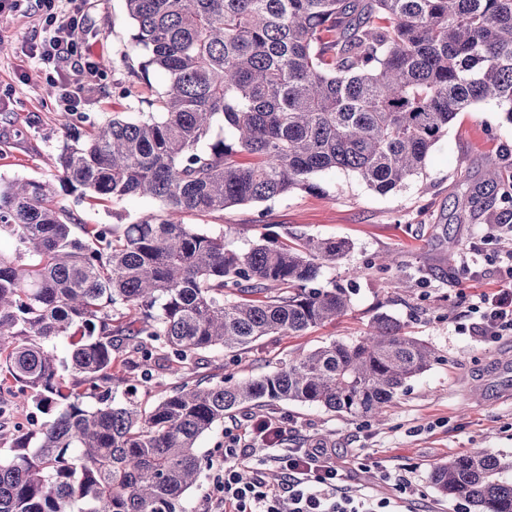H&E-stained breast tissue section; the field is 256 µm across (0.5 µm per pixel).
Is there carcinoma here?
<instances>
[{"instance_id":"carcinoma-1","label":"carcinoma","mask_w":512,"mask_h":512,"mask_svg":"<svg viewBox=\"0 0 512 512\" xmlns=\"http://www.w3.org/2000/svg\"><path fill=\"white\" fill-rule=\"evenodd\" d=\"M142 69L167 76L86 131L68 125L56 180L0 182L3 384L53 416L38 446L0 459V512H184L203 435L224 415L290 401L352 417L383 411L439 360L381 313L361 340L274 371L191 380L208 350L244 351L342 317L341 288L314 286L351 249L292 233L238 249L179 216L222 212L337 168L386 194L421 173L457 114L495 103L512 123V0H126ZM512 207V175L487 170ZM162 204L128 224H76L56 201ZM486 209L479 191L462 210ZM70 339L63 364L53 344ZM176 378L156 401L138 385ZM125 386L126 402L114 403ZM100 407L88 409L84 399ZM431 481L476 512H512V459L454 455Z\"/></svg>"}]
</instances>
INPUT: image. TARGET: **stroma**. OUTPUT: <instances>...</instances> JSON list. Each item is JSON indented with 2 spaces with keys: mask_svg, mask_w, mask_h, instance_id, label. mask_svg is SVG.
Wrapping results in <instances>:
<instances>
[{
  "mask_svg": "<svg viewBox=\"0 0 512 512\" xmlns=\"http://www.w3.org/2000/svg\"><path fill=\"white\" fill-rule=\"evenodd\" d=\"M36 3L18 0L16 9L0 13V42L7 46L0 52V179L6 181L50 178L67 135L65 109L31 54L44 37ZM77 6L85 19V41L100 65L98 76L79 87L82 110L92 121L127 111L131 94L151 98L165 87L162 71L140 73L145 53L132 39L125 0H78ZM492 166L512 173V123L495 103L484 102L459 113L423 172L387 194L369 189L354 173L326 170L314 176L313 191L184 215V223L226 233L238 248L261 238L280 242L291 232L352 244L345 258L322 268L318 277L320 285L349 293L343 317L300 336L263 337L238 355L202 353L191 378L218 380L231 374L243 379L274 370L331 341L360 340L381 313L398 319L441 357L377 417L354 418L285 402L225 417L198 443L208 465L185 495L186 512H209L224 431L249 419L281 420L286 447L323 444L349 485L391 496L395 489L382 480V471L406 476L418 488L412 512H453V504L430 482L432 468L448 457L477 451L512 456V368L500 362L503 353L512 354V333L484 341L469 330L475 320L472 304L501 286L498 258L506 247L501 237L488 236L487 227L511 219L512 213L495 203L474 219H457L458 202L482 186ZM57 200L85 224L129 222L160 208L155 200L137 197L112 205L80 202L62 192ZM389 255L395 262L387 268L383 262ZM466 256L473 260V273L465 278L460 262ZM47 420L33 405L19 402L14 391L0 390L1 431L26 437Z\"/></svg>",
  "mask_w": 512,
  "mask_h": 512,
  "instance_id": "obj_1",
  "label": "stroma"
}]
</instances>
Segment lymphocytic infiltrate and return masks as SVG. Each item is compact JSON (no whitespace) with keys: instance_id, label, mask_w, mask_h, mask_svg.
<instances>
[{"instance_id":"1","label":"lymphocytic infiltrate","mask_w":512,"mask_h":512,"mask_svg":"<svg viewBox=\"0 0 512 512\" xmlns=\"http://www.w3.org/2000/svg\"><path fill=\"white\" fill-rule=\"evenodd\" d=\"M73 2L38 0L46 35L35 48L52 95L70 112L81 106L72 89L73 77L93 78L99 69L83 40V17ZM502 273V288L483 295L472 307L479 316L473 330L486 339L512 332V253ZM285 436L278 421L269 417L226 431L214 512H403L415 494L410 479L387 471L381 478L393 482L396 497L349 486L326 448H287ZM268 462L280 469V483L266 480L262 466Z\"/></svg>"}]
</instances>
